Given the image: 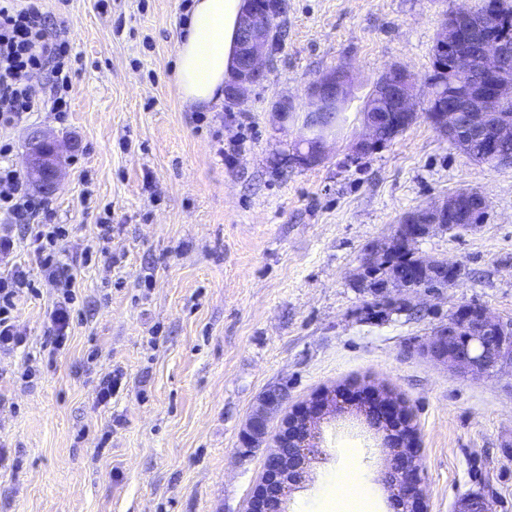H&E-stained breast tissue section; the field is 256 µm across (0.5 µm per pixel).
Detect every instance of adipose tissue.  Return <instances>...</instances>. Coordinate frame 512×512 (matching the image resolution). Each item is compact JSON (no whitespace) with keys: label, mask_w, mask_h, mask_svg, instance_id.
I'll return each instance as SVG.
<instances>
[{"label":"adipose tissue","mask_w":512,"mask_h":512,"mask_svg":"<svg viewBox=\"0 0 512 512\" xmlns=\"http://www.w3.org/2000/svg\"><path fill=\"white\" fill-rule=\"evenodd\" d=\"M245 7V0H194L175 52V77L185 104L205 110L222 102L234 75L236 30Z\"/></svg>","instance_id":"adipose-tissue-1"}]
</instances>
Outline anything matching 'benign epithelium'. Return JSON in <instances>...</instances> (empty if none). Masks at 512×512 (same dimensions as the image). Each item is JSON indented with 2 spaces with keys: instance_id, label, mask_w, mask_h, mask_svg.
<instances>
[{
  "instance_id": "obj_1",
  "label": "benign epithelium",
  "mask_w": 512,
  "mask_h": 512,
  "mask_svg": "<svg viewBox=\"0 0 512 512\" xmlns=\"http://www.w3.org/2000/svg\"><path fill=\"white\" fill-rule=\"evenodd\" d=\"M464 24L480 38L481 52L477 57L458 48V31ZM493 25L494 21L476 8L458 10L443 22L436 47L445 62L437 70L451 75V80L429 79L432 92L427 116L462 151L468 147L464 126H469L483 140L481 160L507 166L512 165V155L502 153L500 148L512 141V116L495 114L493 108L497 100L512 97V77L506 74L512 44L496 37ZM270 27L271 21L258 8L257 0H247L237 28L235 77L228 85V94L236 104L244 103L249 88L266 76L271 57ZM351 82V75L344 68L323 73L308 88L309 117L317 119L340 109L348 98ZM416 97L415 83L406 69L395 66L381 75L371 103L363 111L364 132L348 161L357 164L366 153L376 149L385 127L394 132L408 128L416 119ZM307 145V152H297L289 161L303 166L318 163L324 153V140H309ZM24 165L29 179L39 190L47 194L56 192L66 165L61 142L44 130L30 134ZM465 206L469 207L470 227L478 226L487 208V200L479 192L465 196L453 193L409 214L398 225L389 246L373 248L365 255L360 285L368 286L379 273L392 267L396 257L407 254L414 259L412 272L397 274L387 284L393 296L388 312L407 308L408 296L417 292L420 283L437 282L440 273L457 270L448 263L416 255L413 246L436 228L448 231L462 228L456 220L459 210ZM425 352L451 371L472 378L512 369V323L500 320L482 307H464L449 317L448 323L434 329ZM280 400V389L271 387L259 400L243 432L244 442L259 439L266 450L265 476L256 489L250 512L284 510L286 491L305 480L307 465L318 454V446L312 442L317 420L342 411L335 399L320 395L310 406L289 415L282 433L267 442V420ZM361 407L370 423L394 442L389 447V464L381 478L393 493L395 508L399 512H425L419 448L413 436L399 432L398 423L404 419L400 405L373 390L361 402ZM456 512H492V503L484 497L471 496L459 503Z\"/></svg>"
}]
</instances>
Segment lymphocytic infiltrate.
Here are the masks:
<instances>
[{"label":"lymphocytic infiltrate","instance_id":"obj_1","mask_svg":"<svg viewBox=\"0 0 512 512\" xmlns=\"http://www.w3.org/2000/svg\"><path fill=\"white\" fill-rule=\"evenodd\" d=\"M70 65L69 44L53 33L39 0H0V128L11 127L41 108V94L30 82L36 71L47 72L54 89L51 109L58 119H65ZM0 213L12 222L0 232V258H9L17 237L30 239L42 279L56 291L47 318L50 342L54 349H64L77 299L71 265L56 248L65 229L53 223L47 201L32 194L20 173L9 165L0 166ZM35 291L22 268L0 275V355L26 347L27 338L16 323L15 311L20 299Z\"/></svg>","mask_w":512,"mask_h":512}]
</instances>
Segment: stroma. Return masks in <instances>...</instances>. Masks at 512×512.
Returning a JSON list of instances; mask_svg holds the SVG:
<instances>
[{
	"label": "stroma",
	"instance_id": "stroma-1",
	"mask_svg": "<svg viewBox=\"0 0 512 512\" xmlns=\"http://www.w3.org/2000/svg\"><path fill=\"white\" fill-rule=\"evenodd\" d=\"M285 3L274 62L246 107L227 100L202 112L182 104L174 82L183 0H43L78 57L68 117L38 112L0 138L16 168L30 128L75 146L48 202L68 229L57 247L79 312L54 354L52 288L18 304L29 352L0 358V512H248L265 453L244 447L242 433L277 383L286 396L269 437L320 393L384 387L409 414L426 512H455L474 493L512 512V373L472 380L423 352L460 307L512 321V167L474 160L425 117L440 22L480 0ZM394 66L416 80L418 117L347 165L365 101ZM340 67L354 83L324 156L288 163L309 135L307 86ZM281 101L291 105L285 122ZM234 142L226 160L220 151ZM461 189L485 196L483 224L416 245L459 277L417 295L412 311L369 313L372 297L357 286L365 253L389 243L405 215ZM117 366L126 383L100 405L99 378ZM318 431L323 454L288 512H336V480L351 469L374 512H392L378 481L385 449L364 415L345 410Z\"/></svg>",
	"mask_w": 512,
	"mask_h": 512
}]
</instances>
